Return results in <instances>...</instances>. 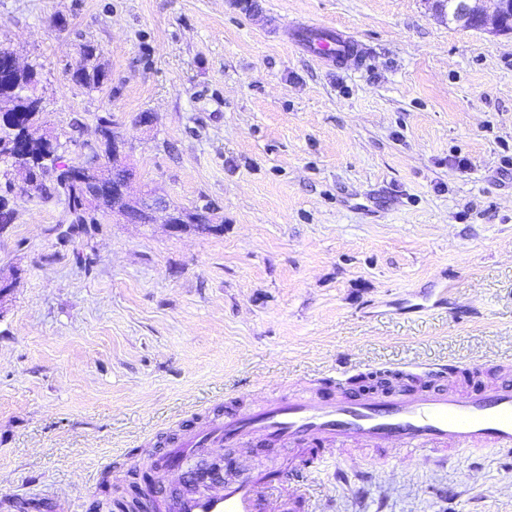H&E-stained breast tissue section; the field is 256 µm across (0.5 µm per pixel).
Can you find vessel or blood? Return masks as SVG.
I'll return each instance as SVG.
<instances>
[{
	"instance_id": "b4317fda",
	"label": "vessel or blood",
	"mask_w": 512,
	"mask_h": 512,
	"mask_svg": "<svg viewBox=\"0 0 512 512\" xmlns=\"http://www.w3.org/2000/svg\"><path fill=\"white\" fill-rule=\"evenodd\" d=\"M289 41L303 53L326 63L363 57L359 44L339 28L299 24ZM253 439L267 448L298 449L304 468L290 474L296 489L280 501L265 469L253 467L217 480L190 474V458L215 447H235ZM357 444L385 454L447 450L473 452L485 448L512 457V379L488 386H434L422 381L394 387L354 391L338 385L329 391L291 393L263 407L227 411L184 429L148 458L151 469L194 478L196 490L173 501L145 493V512H307L308 499L299 486L308 471L333 458L337 448Z\"/></svg>"
}]
</instances>
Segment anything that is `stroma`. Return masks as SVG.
Returning <instances> with one entry per match:
<instances>
[{
	"instance_id": "stroma-1",
	"label": "stroma",
	"mask_w": 512,
	"mask_h": 512,
	"mask_svg": "<svg viewBox=\"0 0 512 512\" xmlns=\"http://www.w3.org/2000/svg\"><path fill=\"white\" fill-rule=\"evenodd\" d=\"M241 2L0 0V45L36 69L40 132L65 162L111 114L133 193L210 205L222 226L108 213L69 237L62 196L12 174L0 512L168 489L146 443L207 409L383 369L494 382L512 364V37L450 25L444 0H263L257 18ZM296 22L345 29L364 59L300 53ZM88 43L98 91L71 79ZM443 284L442 308L409 310ZM211 456L228 476L301 463L256 443ZM307 496L312 512H512V458L349 448Z\"/></svg>"
}]
</instances>
